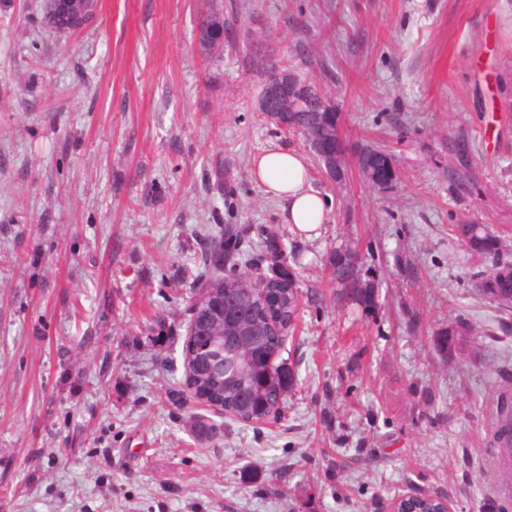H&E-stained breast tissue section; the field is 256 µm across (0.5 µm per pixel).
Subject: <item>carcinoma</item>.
<instances>
[{"label":"carcinoma","mask_w":512,"mask_h":512,"mask_svg":"<svg viewBox=\"0 0 512 512\" xmlns=\"http://www.w3.org/2000/svg\"><path fill=\"white\" fill-rule=\"evenodd\" d=\"M217 21L224 22V8L215 0H201L198 26L202 27V34L198 43L201 50L210 55L219 54L224 48V42L214 44L208 37L209 28ZM43 25L59 33L66 27H75L69 15L53 11L46 2L43 3ZM249 66L263 76L260 98L271 109V122L284 131L302 135L330 177L339 176L345 146L339 141L336 113L323 107L321 91L294 76L288 93L277 92L276 86L287 67L266 54L254 55ZM361 165L374 182L383 183L391 178L387 158L380 152L363 153ZM453 231L470 251L493 257L491 268L475 274L477 294L504 310L512 308V260L501 255L499 238L481 224H456ZM240 240L241 230L231 224L225 227L224 235L214 239L215 247L223 252V259H206L208 270L200 288L224 289V316L241 314L244 324L262 328L266 335L272 336L274 332L268 321L297 318L301 297L297 275L290 267L283 287L268 285L262 275L263 268L241 250ZM363 267V257L351 249L333 253L329 261L331 281L368 307L374 302L375 293L372 284L362 280ZM205 360L206 375L216 374L221 379L235 375L231 398L243 417L284 403L293 382L284 363L272 366L273 376L268 380L252 366H243L229 348L211 349L205 352Z\"/></svg>","instance_id":"obj_1"}]
</instances>
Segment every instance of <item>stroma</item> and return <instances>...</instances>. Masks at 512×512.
Masks as SVG:
<instances>
[{
	"mask_svg": "<svg viewBox=\"0 0 512 512\" xmlns=\"http://www.w3.org/2000/svg\"><path fill=\"white\" fill-rule=\"evenodd\" d=\"M219 2L216 59L197 0H97L76 33L48 31L43 0L0 5V512H389L433 492L512 512V309L476 295L492 260L452 231L488 226L512 255V0ZM251 14L268 37L235 35ZM257 52L324 93L339 179L258 112ZM277 147L331 202L316 237L253 180ZM227 224L248 250L277 234L298 269L294 383L278 422L216 415L205 437L182 350ZM346 245L373 306L330 282ZM218 1L213 0H202L199 4L198 10V27H203L201 37L198 40L199 47L205 54H220L224 48V39L219 43H212L208 37V30L219 20L221 22L222 31H224L225 20H224V8L217 4ZM219 23H215V27L212 29L216 31L219 28ZM221 31V34H222ZM361 165L369 178L378 183L387 182L391 178V171L387 158L377 151H368L361 156Z\"/></svg>",
	"mask_w": 512,
	"mask_h": 512,
	"instance_id": "obj_1",
	"label": "stroma"
}]
</instances>
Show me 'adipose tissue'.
<instances>
[{
	"instance_id": "obj_1",
	"label": "adipose tissue",
	"mask_w": 512,
	"mask_h": 512,
	"mask_svg": "<svg viewBox=\"0 0 512 512\" xmlns=\"http://www.w3.org/2000/svg\"><path fill=\"white\" fill-rule=\"evenodd\" d=\"M254 180L281 205L285 223L303 237L315 236L328 217V201L312 188L307 161L299 152L275 148L255 164Z\"/></svg>"
}]
</instances>
